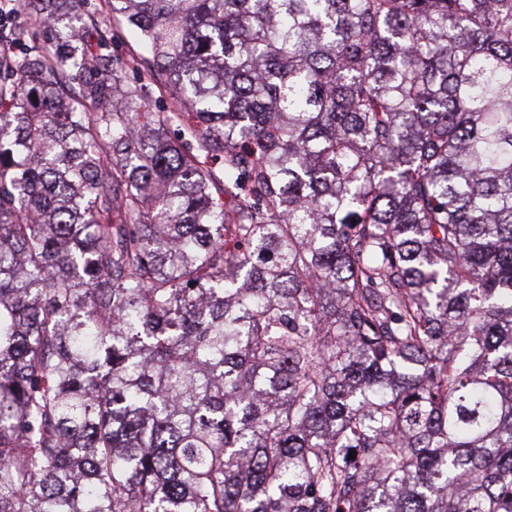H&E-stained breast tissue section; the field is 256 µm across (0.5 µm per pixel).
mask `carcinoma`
<instances>
[{
	"label": "carcinoma",
	"instance_id": "1",
	"mask_svg": "<svg viewBox=\"0 0 512 512\" xmlns=\"http://www.w3.org/2000/svg\"><path fill=\"white\" fill-rule=\"evenodd\" d=\"M58 3L0 56V512H512V0H108L134 84Z\"/></svg>",
	"mask_w": 512,
	"mask_h": 512
}]
</instances>
